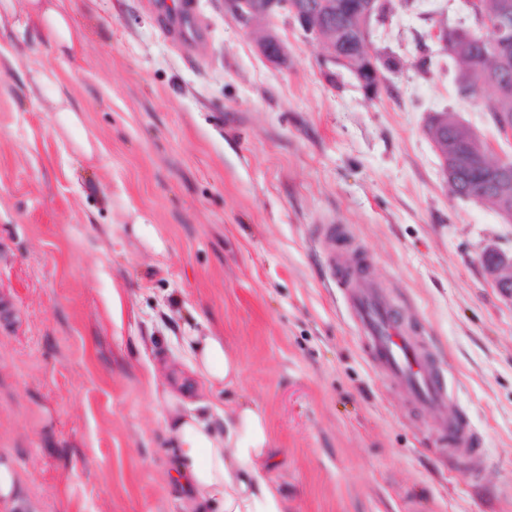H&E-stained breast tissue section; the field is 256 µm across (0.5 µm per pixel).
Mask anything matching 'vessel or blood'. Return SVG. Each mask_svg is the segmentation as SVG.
Returning a JSON list of instances; mask_svg holds the SVG:
<instances>
[{
  "mask_svg": "<svg viewBox=\"0 0 512 512\" xmlns=\"http://www.w3.org/2000/svg\"><path fill=\"white\" fill-rule=\"evenodd\" d=\"M166 25L193 29L188 0H166L159 9ZM349 242L340 241L328 255V264L373 365L383 372L413 407L441 413L451 392L436 374L428 353L419 347L396 319L390 304L371 280L367 260L349 254ZM443 444L461 455L480 453L482 441L466 418L443 417L439 425Z\"/></svg>",
  "mask_w": 512,
  "mask_h": 512,
  "instance_id": "obj_1",
  "label": "vessel or blood"
}]
</instances>
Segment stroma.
<instances>
[{
    "instance_id": "stroma-1",
    "label": "stroma",
    "mask_w": 512,
    "mask_h": 512,
    "mask_svg": "<svg viewBox=\"0 0 512 512\" xmlns=\"http://www.w3.org/2000/svg\"><path fill=\"white\" fill-rule=\"evenodd\" d=\"M69 2L82 65L28 32L0 41V465L18 487L0 512H181L153 392L188 328L238 357L225 406L265 413L288 512H512V303L479 263L512 251V223L450 195L424 129L449 109L499 153L512 141L454 72L413 65L448 0L396 7L375 45L403 66L375 99L328 84L323 48L284 26L288 64L270 65L219 0H196L197 50L153 0ZM43 67L79 126L32 102ZM329 224L370 254L480 456L449 453L365 356Z\"/></svg>"
}]
</instances>
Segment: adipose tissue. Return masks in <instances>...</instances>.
<instances>
[{
  "instance_id": "1",
  "label": "adipose tissue",
  "mask_w": 512,
  "mask_h": 512,
  "mask_svg": "<svg viewBox=\"0 0 512 512\" xmlns=\"http://www.w3.org/2000/svg\"><path fill=\"white\" fill-rule=\"evenodd\" d=\"M27 31L72 60L82 57L84 38L65 0H25L20 9L14 0H0V36ZM182 342L184 366L172 371L161 402L170 413L165 436L175 450L172 472L186 492L183 512H288L279 484L260 471L269 444L264 415L251 407L228 415L217 401L205 414L194 401L200 385L214 392L233 387L237 358L219 336L189 329Z\"/></svg>"
}]
</instances>
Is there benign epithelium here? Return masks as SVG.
<instances>
[{
  "label": "benign epithelium",
  "mask_w": 512,
  "mask_h": 512,
  "mask_svg": "<svg viewBox=\"0 0 512 512\" xmlns=\"http://www.w3.org/2000/svg\"><path fill=\"white\" fill-rule=\"evenodd\" d=\"M224 12L244 30L263 19L271 24L282 20L284 24L299 30L310 41L324 47L326 56L322 63V74L330 82H336V0H298L291 13H286V0H220ZM387 0H360L354 13L350 14L349 26L357 36H365L373 21L388 16L384 10ZM486 26L495 34L496 41L512 42V8L504 5L492 17L483 18ZM257 52L269 63L282 66L288 63V46L280 33L268 28L256 41ZM370 75L377 80L369 83L360 73H354L355 80L364 87L369 97H376L383 89L381 72L372 64L368 65ZM426 134L433 142L440 156L442 171L450 192H455L460 165L457 146L460 140L448 138V113L439 112L426 128ZM469 159L485 170L488 194L499 193L501 186L512 183V159L493 158L487 148L468 149ZM479 262L491 286L498 295L512 303V252L507 253L496 247L485 248Z\"/></svg>",
  "instance_id": "benign-epithelium-1"
}]
</instances>
